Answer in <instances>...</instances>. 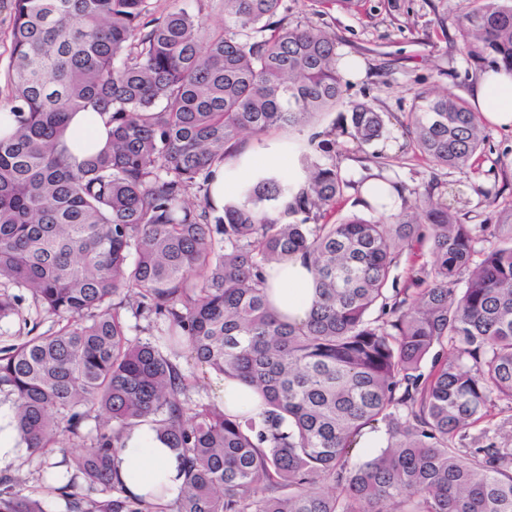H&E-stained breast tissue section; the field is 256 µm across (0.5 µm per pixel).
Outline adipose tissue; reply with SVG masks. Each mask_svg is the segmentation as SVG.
Listing matches in <instances>:
<instances>
[{
  "mask_svg": "<svg viewBox=\"0 0 512 512\" xmlns=\"http://www.w3.org/2000/svg\"><path fill=\"white\" fill-rule=\"evenodd\" d=\"M471 103L486 122L512 126V76L485 71L478 76L472 91ZM104 116L95 112L74 115L64 134L67 146L73 147L77 158H85L103 148L108 140ZM279 158L272 152L258 151L246 155L235 166L216 169L210 184L214 206H221L226 194L248 179L256 170L277 166ZM313 275L309 266L299 258L289 261L273 274V310L292 323H302L309 312ZM118 477L137 495H153L174 500L181 489L183 477L177 455L158 440L148 426L130 431L119 453Z\"/></svg>",
  "mask_w": 512,
  "mask_h": 512,
  "instance_id": "ef3b65f1",
  "label": "adipose tissue"
}]
</instances>
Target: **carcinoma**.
Listing matches in <instances>:
<instances>
[{
	"label": "carcinoma",
	"mask_w": 512,
	"mask_h": 512,
	"mask_svg": "<svg viewBox=\"0 0 512 512\" xmlns=\"http://www.w3.org/2000/svg\"><path fill=\"white\" fill-rule=\"evenodd\" d=\"M11 7L0 322L20 314L21 288L55 327L0 349V405L23 447L63 453L45 482L67 512H512V447L470 435L495 409L512 421V205L462 224L425 186L386 223L333 218L351 187L333 135L368 146L385 115L345 102L336 37L289 25L284 0H224L213 32L152 0ZM458 28L464 57L512 75V0H474ZM340 107L339 128L318 130ZM77 112L112 126L108 148L80 163L58 147ZM481 126L464 98L420 89L404 133L467 174ZM306 127L301 188L264 173L220 214L206 196L189 201L244 135ZM489 236L498 244L477 249ZM416 244L431 261L400 282ZM297 256L311 260L314 297L292 324L271 308L267 275ZM125 310L157 334L129 338ZM185 350L255 388L263 411L192 401ZM138 425L182 461L172 502L115 477ZM366 429L386 445L356 462ZM77 478L99 497L73 492ZM0 512L51 510L5 475Z\"/></svg>",
	"instance_id": "cac0c4a2"
}]
</instances>
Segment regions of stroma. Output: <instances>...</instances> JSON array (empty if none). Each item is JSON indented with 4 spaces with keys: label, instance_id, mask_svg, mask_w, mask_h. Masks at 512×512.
<instances>
[{
    "label": "stroma",
    "instance_id": "stroma-1",
    "mask_svg": "<svg viewBox=\"0 0 512 512\" xmlns=\"http://www.w3.org/2000/svg\"><path fill=\"white\" fill-rule=\"evenodd\" d=\"M472 0H363L358 10H328L313 0H286L288 22L336 35L337 52L361 59L362 79L347 82L345 99L367 102L387 116L384 136L359 147L336 138V162L359 181L382 174L410 186L432 184L434 196L465 224H490L512 203V130L486 127L487 141L469 174L434 166L416 155L404 133L415 92L470 97L480 73L459 50L458 20Z\"/></svg>",
    "mask_w": 512,
    "mask_h": 512
}]
</instances>
